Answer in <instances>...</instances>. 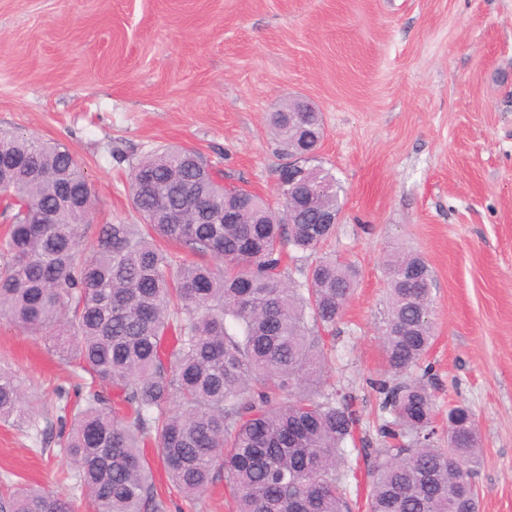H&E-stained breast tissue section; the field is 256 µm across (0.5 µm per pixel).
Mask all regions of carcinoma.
Segmentation results:
<instances>
[{"label": "carcinoma", "mask_w": 512, "mask_h": 512, "mask_svg": "<svg viewBox=\"0 0 512 512\" xmlns=\"http://www.w3.org/2000/svg\"><path fill=\"white\" fill-rule=\"evenodd\" d=\"M283 149L304 134L273 112ZM142 224H105L90 244L87 181L64 145L0 133V321L54 331L59 358L89 376L55 442L72 469L59 478L94 512H164L143 448L153 438L188 499L222 479L236 512H352L347 444L359 417L352 396L326 389L336 321L356 271L324 257L302 285L285 277V250H317L335 225L313 223L312 207L342 209V187L315 169L314 206L286 198L276 223L257 194L236 197L185 148L146 156L131 171ZM240 223H224V206ZM174 243L175 262L154 243ZM92 256L78 259L83 246ZM388 370L369 380L386 447L366 459L367 512L479 509L471 475L480 448L471 409L459 446L436 445L428 384L403 375L431 345L433 278L417 254L386 256ZM26 385L0 369V420L24 422ZM0 512H74L66 494L41 486L0 487Z\"/></svg>", "instance_id": "carcinoma-1"}]
</instances>
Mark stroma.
I'll list each match as a JSON object with an SVG mask.
<instances>
[{
    "label": "stroma",
    "instance_id": "stroma-1",
    "mask_svg": "<svg viewBox=\"0 0 512 512\" xmlns=\"http://www.w3.org/2000/svg\"><path fill=\"white\" fill-rule=\"evenodd\" d=\"M320 110L321 165L345 188L327 253L357 288L336 325L324 385L350 393L371 447L384 418L385 255L418 252L433 276L426 377L437 442L448 408L475 414L479 512H512V0H0V130L67 146L92 187L87 239L142 217L129 174L192 149L277 204L287 158L269 115ZM0 364L32 395L29 422L0 421V481L53 484L67 460L54 388L86 375L48 334L0 324ZM166 512H232L216 485L191 502L148 445Z\"/></svg>",
    "mask_w": 512,
    "mask_h": 512
}]
</instances>
